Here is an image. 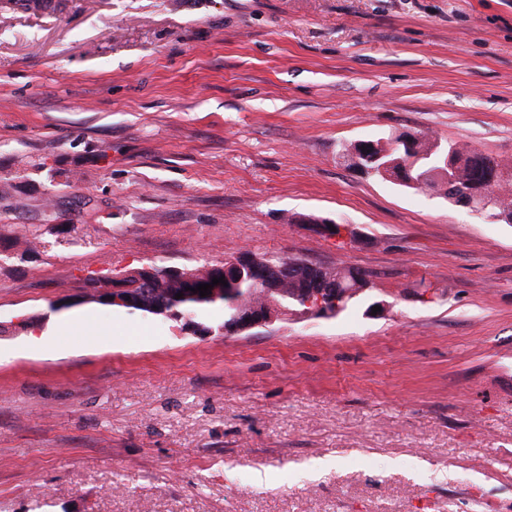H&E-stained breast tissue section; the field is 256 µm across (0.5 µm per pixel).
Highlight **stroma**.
Returning a JSON list of instances; mask_svg holds the SVG:
<instances>
[{"label": "stroma", "instance_id": "stroma-1", "mask_svg": "<svg viewBox=\"0 0 512 512\" xmlns=\"http://www.w3.org/2000/svg\"><path fill=\"white\" fill-rule=\"evenodd\" d=\"M416 131L512 168V0H0V512H512V224L337 157ZM245 251L372 287L234 336L83 297ZM391 138H378L375 140H359L361 143H356L357 141L351 142L345 145L342 149V157L345 162H347V168L352 169L355 172L360 174L370 176L373 178L382 179L378 172L371 174L369 169H373V164L368 161L373 154L379 152H386V145H388V141ZM382 140H386V143L381 144ZM357 149V157L359 159V163L352 165L348 163L347 158L351 157V149Z\"/></svg>", "mask_w": 512, "mask_h": 512}]
</instances>
